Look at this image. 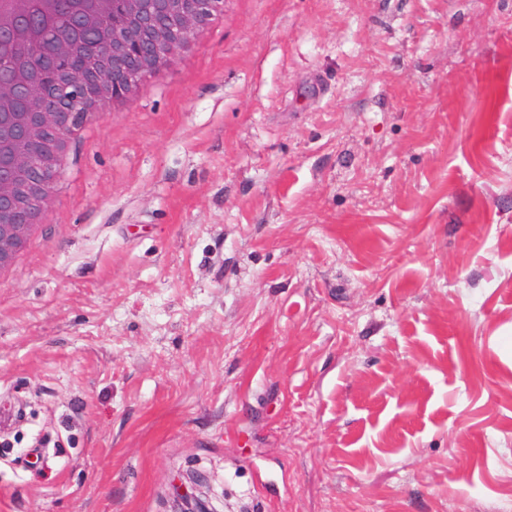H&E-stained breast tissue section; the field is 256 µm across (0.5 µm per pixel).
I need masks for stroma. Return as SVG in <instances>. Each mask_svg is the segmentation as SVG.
Here are the masks:
<instances>
[{"label":"stroma","mask_w":512,"mask_h":512,"mask_svg":"<svg viewBox=\"0 0 512 512\" xmlns=\"http://www.w3.org/2000/svg\"><path fill=\"white\" fill-rule=\"evenodd\" d=\"M0 512H512V0H224L0 276ZM200 480L198 478H189L188 481H180L175 487V493L179 500L185 504H194V508L189 511L206 512L203 500L198 495Z\"/></svg>","instance_id":"obj_1"}]
</instances>
